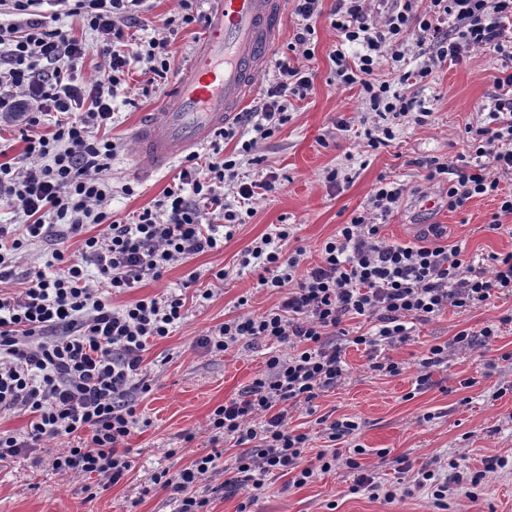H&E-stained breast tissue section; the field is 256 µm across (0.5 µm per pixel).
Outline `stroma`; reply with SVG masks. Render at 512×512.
I'll list each match as a JSON object with an SVG mask.
<instances>
[{
    "mask_svg": "<svg viewBox=\"0 0 512 512\" xmlns=\"http://www.w3.org/2000/svg\"><path fill=\"white\" fill-rule=\"evenodd\" d=\"M337 41L327 17H319L313 36L310 62L316 77L314 89L295 101L288 123L256 142L252 159L242 162V174L256 168L273 171L282 186L258 199L254 214L236 226L224 247L205 252L175 265L161 279H147L136 287L114 294L112 304L127 305L143 297L184 294L187 313L169 336L151 341L144 364L151 373L152 388L139 396L137 411L145 426L126 441L133 468L119 483L108 486L94 499L85 498L83 478L56 474L48 463L50 449H43L40 464L29 460L0 466V512H174L170 491L140 490L155 471L188 467L210 452L208 417L231 400L266 370L270 349L264 344L239 343L223 354L201 347V339L224 321L242 312L262 314L275 308L280 295L257 286V274L242 266L251 243L274 233L277 226L293 227L291 246L303 247L305 264L316 263L322 244L339 225L362 212L379 176L405 186L404 198L384 222L381 235L399 244L420 242L436 224L444 232L443 243L464 246L467 255L486 256L512 251V215H499V202L477 197L464 209L449 211L447 183L427 180L425 162L432 157L468 153L466 127L483 123L494 92L493 74L500 60L470 51L457 62L437 67L422 81L407 85L405 92L426 108L423 124L404 118L393 125L388 145L371 149L360 123L365 106L358 88H342L334 77L329 58ZM131 104L113 103L112 128L117 150L103 176L115 192L109 206L116 217L152 207L179 172L178 162L146 180L137 168V146L130 127L141 113L157 112L165 87L140 91V80L130 82ZM337 168L345 181L328 183L327 170ZM133 187V194L122 191ZM501 228L489 230L491 218ZM224 279H216L217 271ZM211 299H201L202 291ZM512 312V299H493L465 313L445 310L433 321L417 326L413 339L390 350L404 366L402 374L389 377L370 367L364 346L347 345L344 374L336 387L316 399L315 413L305 406L288 411V426L309 436L307 460H315L328 446L325 421L352 420L359 428L336 443L340 456L355 447L365 450L360 462L383 484L402 488L411 484L416 469L435 464L440 479H450L452 461L464 460L470 471H480L493 457L512 460V324L501 318ZM499 325L488 345L468 350L449 349L448 360L431 370L430 386L421 388L416 378L429 346L452 340L460 330H480ZM194 433L184 443L185 433ZM175 456H168V449ZM353 475L344 467L317 474L306 485L293 486L288 476L267 474L265 486L251 512H434L427 492L387 502L366 492H352ZM453 512H512V471L488 474L477 498L456 499Z\"/></svg>",
    "mask_w": 512,
    "mask_h": 512,
    "instance_id": "stroma-1",
    "label": "stroma"
}]
</instances>
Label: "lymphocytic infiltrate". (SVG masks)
<instances>
[{
    "label": "lymphocytic infiltrate",
    "mask_w": 512,
    "mask_h": 512,
    "mask_svg": "<svg viewBox=\"0 0 512 512\" xmlns=\"http://www.w3.org/2000/svg\"><path fill=\"white\" fill-rule=\"evenodd\" d=\"M301 27L289 43L290 54L312 59L314 18L328 14L338 45L330 58L341 87H358L366 111L381 121L377 132H366L372 148L394 137L392 120L404 117L422 124L425 112L416 108L403 88L429 77L447 61L459 60L465 50L481 49L500 57L503 66L493 78L488 121L471 131L470 156L437 157L426 161L428 180H447L448 208L462 209L470 199L494 197L500 211L512 214V194L501 182L512 180V0H296ZM143 0H0L16 22L0 24V119L17 123L23 152L0 163V197L12 204L20 222L0 225V279L12 275L16 254L37 241L57 244L53 273L27 272L21 288L0 290V413L30 418L25 434L0 431V465L36 452L43 441L67 437L71 447L51 457L61 475L84 477L83 493L94 482L117 484L132 468L125 443L141 422L136 398L149 393L151 379L143 354L154 339L169 335L184 319L185 300L179 295L146 297L121 308L111 293H120L145 279L162 278L168 268L190 256L223 248L214 220L226 227L253 215L254 203L280 186L276 173L244 178L240 162L231 156L201 161L187 155L173 185L166 187L154 207L131 222L113 218L108 209L112 187L103 179L116 145L101 137L112 122V102L129 76L141 73L148 84L167 78L180 53V32L204 22L197 0H179L177 13L162 19L156 37H136L143 27ZM76 18L96 32L102 59L98 76L77 83L74 75L88 48L71 32L51 27L42 6ZM415 42L426 63L417 71L403 67L408 42ZM361 45L354 58L343 47ZM289 54V56H290ZM276 59L268 85L257 104L240 113L237 126L221 131L231 140L238 126L269 138L288 121L293 100L314 88L315 73ZM389 63L393 79L376 71ZM57 118L51 131H42V118ZM233 203H226L225 193ZM405 188L379 178L369 199V211L356 214L325 241L321 260L302 268V248L284 253L291 229L279 225L249 249L260 273V287L276 290V308L258 317H236L216 327L201 343L220 353L241 341L286 346L271 355L267 371L235 398L210 415L212 442L238 445L233 475L225 479L228 493H245L238 512H248L264 488V479L278 470L300 487L316 471L344 463L354 475V491L371 498L394 500L428 489L438 512H447L457 491L476 497L487 474L504 468L501 458L488 460L484 470L457 473L453 482L421 470L402 493L376 481L354 457L338 459L320 451L307 461V434L290 430L288 407L312 404L321 392L335 387L343 376L346 319L374 322L372 333L351 338L369 348L372 370L400 375L401 363L385 348L406 343L414 323L431 321L442 310L461 311L498 294L512 296V252L475 261L462 246L394 244L380 235L381 219L400 205ZM100 224L101 234L83 237L85 225ZM83 241L77 257L66 256L63 243L74 236ZM95 267L97 280L87 269ZM495 338L493 326L459 331L451 343L431 345L423 358L418 385H427L432 367L448 358L449 347L469 349L475 337ZM221 451L197 457L177 472L154 473L153 485L170 490L177 512H208L210 500L196 494V485L223 474Z\"/></svg>",
    "instance_id": "obj_1"
}]
</instances>
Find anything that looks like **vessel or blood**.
I'll list each match as a JSON object with an SVG mask.
<instances>
[{
	"mask_svg": "<svg viewBox=\"0 0 512 512\" xmlns=\"http://www.w3.org/2000/svg\"><path fill=\"white\" fill-rule=\"evenodd\" d=\"M207 28L183 76L157 112L133 127L143 169L203 146L244 106L253 78L271 57L283 19V0H205Z\"/></svg>",
	"mask_w": 512,
	"mask_h": 512,
	"instance_id": "obj_1",
	"label": "vessel or blood"
}]
</instances>
